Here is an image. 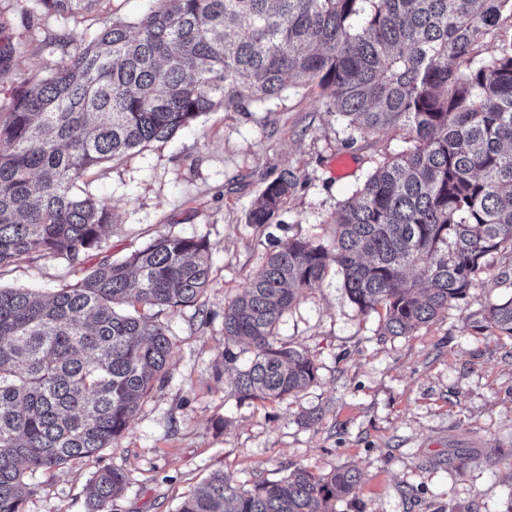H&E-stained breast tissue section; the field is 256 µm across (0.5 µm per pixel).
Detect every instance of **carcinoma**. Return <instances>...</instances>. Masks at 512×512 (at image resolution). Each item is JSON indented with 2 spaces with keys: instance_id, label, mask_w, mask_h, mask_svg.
I'll return each mask as SVG.
<instances>
[{
  "instance_id": "obj_1",
  "label": "carcinoma",
  "mask_w": 512,
  "mask_h": 512,
  "mask_svg": "<svg viewBox=\"0 0 512 512\" xmlns=\"http://www.w3.org/2000/svg\"><path fill=\"white\" fill-rule=\"evenodd\" d=\"M83 13L99 0H42ZM512 0H159L132 35L114 22L0 112V267L23 257L72 266L102 250L111 208L76 189L87 171L165 142L216 108L247 112L299 84L364 133L396 128L411 146L381 162L331 216L332 241H279L224 305V369L240 399L285 400L318 379L313 359L279 343L283 314L336 264L343 288L386 336H409L460 304L487 257L512 251V41L473 65ZM296 185L281 172L248 213L268 224ZM204 239L160 235L99 260L42 299L0 288V512H23L27 473L89 457L124 435L165 382L168 327L143 312L202 306ZM512 337V298L487 303ZM253 358L236 366L239 343ZM252 487L216 473L176 512H335L358 470L285 465ZM129 478L92 481L88 512H108Z\"/></svg>"
}]
</instances>
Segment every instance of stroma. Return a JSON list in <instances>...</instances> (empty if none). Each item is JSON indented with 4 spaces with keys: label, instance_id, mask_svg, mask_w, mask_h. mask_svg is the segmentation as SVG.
I'll return each instance as SVG.
<instances>
[{
    "label": "stroma",
    "instance_id": "1",
    "mask_svg": "<svg viewBox=\"0 0 512 512\" xmlns=\"http://www.w3.org/2000/svg\"><path fill=\"white\" fill-rule=\"evenodd\" d=\"M157 0H99L92 14L61 15L40 0H0V111L27 81L50 76L68 51L105 24L136 28ZM402 131L360 134L300 85L246 112L216 109L165 142L96 168L79 187L114 214L103 250L118 260L160 234L210 246L206 312L162 313L175 344L164 383L111 447L25 477L23 512H87L104 468L130 477L109 512H176L212 473L251 485L281 479L296 461L316 474L351 466L357 495L336 512H512V338L487 327V298L512 297V252L489 257L459 308L411 336L382 335L329 271L282 317L281 343L305 351L318 380L280 402L239 400L223 375L224 305L264 265L273 239L327 242L331 215L384 159ZM297 184L271 223L249 209L281 171ZM83 267L30 256L0 268V286L47 294ZM465 467H458V458Z\"/></svg>",
    "mask_w": 512,
    "mask_h": 512
}]
</instances>
